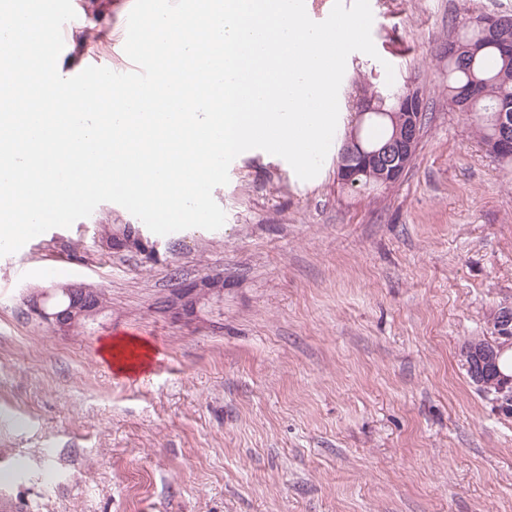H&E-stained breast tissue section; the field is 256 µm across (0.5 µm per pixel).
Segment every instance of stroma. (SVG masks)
Listing matches in <instances>:
<instances>
[{"label": "stroma", "mask_w": 512, "mask_h": 512, "mask_svg": "<svg viewBox=\"0 0 512 512\" xmlns=\"http://www.w3.org/2000/svg\"><path fill=\"white\" fill-rule=\"evenodd\" d=\"M134 0H81L78 39H120ZM378 52L351 53L320 173L260 149L213 191L226 221L152 235L158 257L100 246L132 224L104 202L0 256V497L11 512H512V414L478 390L463 343L512 306V167L443 92L448 40L512 0H370ZM424 89L428 118L399 182L337 179L357 82ZM224 276L221 315L159 302ZM101 291L91 329L59 332L26 296ZM222 318L223 330L211 329ZM157 368L123 375L104 341ZM137 349L138 353L132 355V359L124 356L126 349ZM104 350L113 358L118 370L123 372H136L146 367L150 359V348L144 342L133 338H119L114 343L105 345Z\"/></svg>", "instance_id": "1"}]
</instances>
